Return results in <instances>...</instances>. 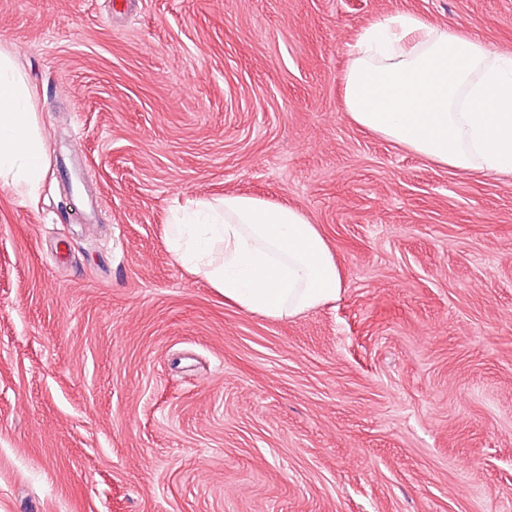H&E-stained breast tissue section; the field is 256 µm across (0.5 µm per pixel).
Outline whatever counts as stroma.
<instances>
[{"instance_id": "obj_1", "label": "stroma", "mask_w": 512, "mask_h": 512, "mask_svg": "<svg viewBox=\"0 0 512 512\" xmlns=\"http://www.w3.org/2000/svg\"><path fill=\"white\" fill-rule=\"evenodd\" d=\"M130 2L0 0L83 160L0 189V512H512V176L364 130L343 84L398 13L512 55V0ZM227 195L316 224L336 301L272 320L187 272L171 211Z\"/></svg>"}]
</instances>
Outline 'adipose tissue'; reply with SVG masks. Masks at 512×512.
Here are the masks:
<instances>
[{"label":"adipose tissue","mask_w":512,"mask_h":512,"mask_svg":"<svg viewBox=\"0 0 512 512\" xmlns=\"http://www.w3.org/2000/svg\"><path fill=\"white\" fill-rule=\"evenodd\" d=\"M359 126L439 165L512 174V57L398 14L363 29L344 77ZM48 171L29 88L0 47V187L36 198ZM174 257L239 308L293 317L333 301L341 274L318 227L255 197L199 200L169 226Z\"/></svg>","instance_id":"obj_1"}]
</instances>
